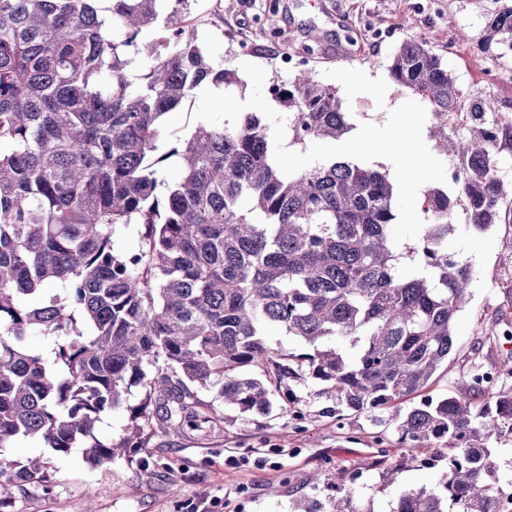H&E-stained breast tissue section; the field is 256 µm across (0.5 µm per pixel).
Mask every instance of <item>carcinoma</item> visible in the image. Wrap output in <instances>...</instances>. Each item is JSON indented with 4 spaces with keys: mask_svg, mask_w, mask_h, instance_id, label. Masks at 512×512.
<instances>
[{
    "mask_svg": "<svg viewBox=\"0 0 512 512\" xmlns=\"http://www.w3.org/2000/svg\"><path fill=\"white\" fill-rule=\"evenodd\" d=\"M100 2L0 0V483L43 477L40 459L13 470L5 449L20 438L147 468L154 435L209 422L199 393L255 422L309 383L336 421L395 426L423 466L432 442L448 449L438 486L402 492L396 512H498L492 445L512 438V387L475 369L476 413L429 388L472 281L444 248L449 211L465 204L479 231L501 220L512 182L497 153L512 146V116L466 96L426 39L390 54L389 76L429 108L431 135L457 159L456 194L425 191L430 223L402 249L389 173L348 159L290 173L257 112L199 127L160 196L165 115L239 78L199 45L178 8L187 0L161 28L167 0H111L107 16ZM494 44L512 53V6L488 22ZM268 93L302 146L350 130L339 89L310 69ZM132 224L144 227L138 249L115 248ZM272 330L307 352L273 345ZM32 336L54 347L34 349ZM133 387L143 398L126 432L99 439L101 416ZM403 400L415 405L393 410Z\"/></svg>",
    "mask_w": 512,
    "mask_h": 512,
    "instance_id": "carcinoma-1",
    "label": "carcinoma"
}]
</instances>
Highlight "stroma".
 <instances>
[{
  "mask_svg": "<svg viewBox=\"0 0 512 512\" xmlns=\"http://www.w3.org/2000/svg\"><path fill=\"white\" fill-rule=\"evenodd\" d=\"M512 0H189L198 38L214 64L236 69L234 91L205 85L190 105L168 113L159 145L167 158L159 179L170 182L182 170L181 148L203 125H231L244 112L260 113L279 162L298 172L330 159H354L412 174L397 183L400 219L393 228L398 245L413 243L428 216L425 190L454 191L456 162L442 155L429 128L431 115L411 92L392 80L386 60L404 40L424 38L452 72L460 89L512 115V67L495 64L482 48L491 16ZM318 42H310L309 30ZM252 48L243 51L242 38ZM312 54H305V47ZM285 54L305 56L320 81L336 86L351 129L336 141L298 148L288 135V115L268 94L274 82L290 77ZM411 136L409 149L390 155L397 132ZM500 223L473 230L464 210L452 219L448 252L472 270L470 294L459 313L454 348L434 376L430 391L469 395L475 366L503 370L512 359V341L490 342L492 330L512 319V197L503 203ZM296 394L303 418L273 408L253 422L215 404L218 426L155 435L142 468L138 458L120 456L94 467L80 445L59 454L29 440L17 441L8 457L16 465L41 457L45 482H16L0 491L5 512H315L335 496L340 469L360 473L349 490L352 512L373 504L394 512L403 491L436 485L443 465L421 467L401 449L392 429L353 414L344 423L323 412L324 400L309 388Z\"/></svg>",
  "mask_w": 512,
  "mask_h": 512,
  "instance_id": "35a3bbf8",
  "label": "stroma"
}]
</instances>
